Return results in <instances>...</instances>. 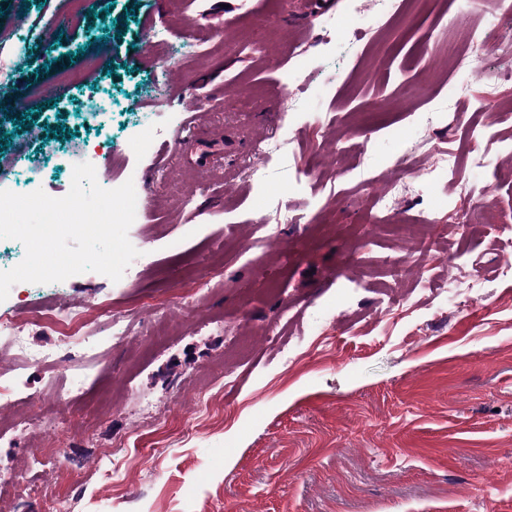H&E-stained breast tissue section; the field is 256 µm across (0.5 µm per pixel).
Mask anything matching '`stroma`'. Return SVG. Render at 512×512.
Here are the masks:
<instances>
[{"label":"stroma","mask_w":512,"mask_h":512,"mask_svg":"<svg viewBox=\"0 0 512 512\" xmlns=\"http://www.w3.org/2000/svg\"><path fill=\"white\" fill-rule=\"evenodd\" d=\"M335 2L301 33L287 24L297 0H84L76 17L66 0H0V189L64 196L92 149L112 186L132 178L142 195L128 231L140 255L119 281L21 282L0 302V318L100 305L119 318L106 352L68 372L82 395L55 434L0 435V474L16 479L0 512H512V274L499 270L512 258V58L495 38L512 17L503 0H442L409 23L366 21L373 51L344 61L322 23L355 2ZM249 14L266 26L252 52ZM50 18L65 20L63 37L38 42ZM476 28L494 35L480 82L448 59ZM433 30L438 45L418 59ZM92 57L89 81L44 94ZM304 80L305 109L260 126L282 83ZM405 80L437 96L468 85L456 108L469 125L422 128L429 103L406 101ZM332 113L345 118L336 138ZM27 114L32 126H17ZM362 132L364 166L337 174ZM258 141L282 144L262 169ZM400 158L431 173L389 211L395 228L374 230L368 212ZM489 184L495 221L462 233ZM425 222L445 256L428 287L409 277L407 300L385 307L386 259ZM268 224L276 246L239 254ZM461 272L481 287L452 313L440 286ZM14 363L0 336V383L18 382L35 413L52 394L46 373ZM223 365L232 387L211 384ZM200 399L209 408L186 428ZM50 436L56 463L33 466ZM32 482L45 492L36 507L17 496Z\"/></svg>","instance_id":"35a3bbf8"}]
</instances>
